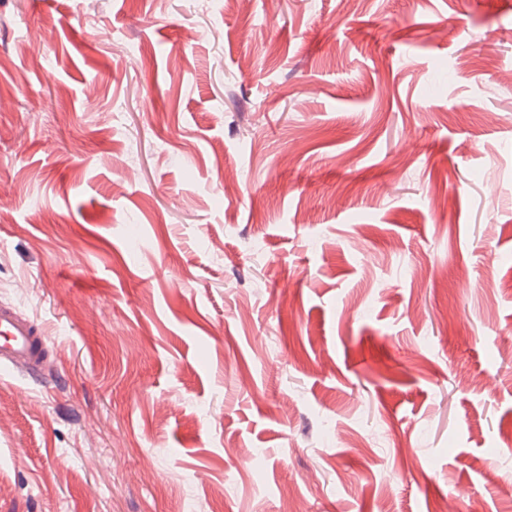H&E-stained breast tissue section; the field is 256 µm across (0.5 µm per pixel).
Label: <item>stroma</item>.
<instances>
[{
	"label": "stroma",
	"mask_w": 512,
	"mask_h": 512,
	"mask_svg": "<svg viewBox=\"0 0 512 512\" xmlns=\"http://www.w3.org/2000/svg\"><path fill=\"white\" fill-rule=\"evenodd\" d=\"M0 302V512H512V0H0ZM49 337L37 321L10 304H0V368H20L39 374L48 357Z\"/></svg>",
	"instance_id": "obj_1"
}]
</instances>
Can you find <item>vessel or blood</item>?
<instances>
[{"label": "vessel or blood", "instance_id": "vessel-or-blood-1", "mask_svg": "<svg viewBox=\"0 0 512 512\" xmlns=\"http://www.w3.org/2000/svg\"><path fill=\"white\" fill-rule=\"evenodd\" d=\"M49 337L37 321L24 317L12 305L0 304V368L39 373L48 357Z\"/></svg>", "mask_w": 512, "mask_h": 512}]
</instances>
